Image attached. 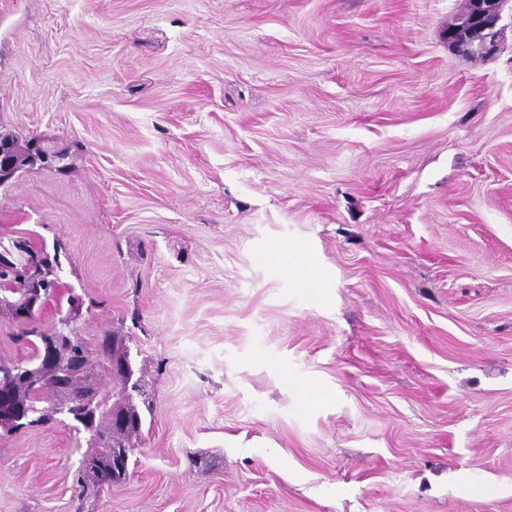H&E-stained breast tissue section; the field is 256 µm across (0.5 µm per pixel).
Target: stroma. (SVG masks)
Segmentation results:
<instances>
[{
  "mask_svg": "<svg viewBox=\"0 0 512 512\" xmlns=\"http://www.w3.org/2000/svg\"><path fill=\"white\" fill-rule=\"evenodd\" d=\"M465 8L0 0V131L67 164L0 233L64 243L152 401L100 488L0 431V512H512V12L467 59Z\"/></svg>",
  "mask_w": 512,
  "mask_h": 512,
  "instance_id": "1",
  "label": "stroma"
}]
</instances>
